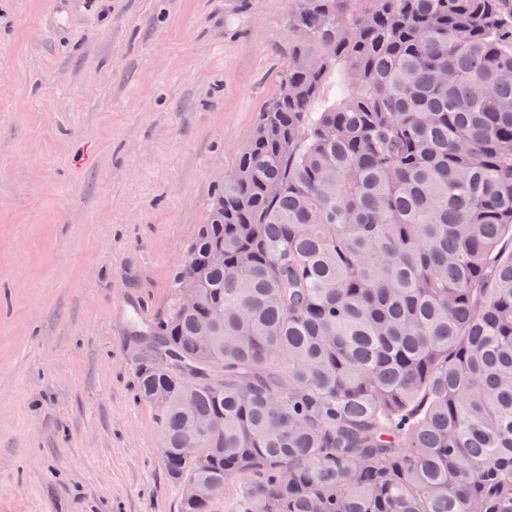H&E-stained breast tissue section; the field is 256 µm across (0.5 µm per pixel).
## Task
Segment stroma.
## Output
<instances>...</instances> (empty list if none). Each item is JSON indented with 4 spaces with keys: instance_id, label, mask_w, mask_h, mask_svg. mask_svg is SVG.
Masks as SVG:
<instances>
[{
    "instance_id": "35a3bbf8",
    "label": "stroma",
    "mask_w": 512,
    "mask_h": 512,
    "mask_svg": "<svg viewBox=\"0 0 512 512\" xmlns=\"http://www.w3.org/2000/svg\"><path fill=\"white\" fill-rule=\"evenodd\" d=\"M292 0H0V512H178L154 322L288 65Z\"/></svg>"
}]
</instances>
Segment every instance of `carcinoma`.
<instances>
[{
	"label": "carcinoma",
	"instance_id": "carcinoma-1",
	"mask_svg": "<svg viewBox=\"0 0 512 512\" xmlns=\"http://www.w3.org/2000/svg\"><path fill=\"white\" fill-rule=\"evenodd\" d=\"M288 34L194 264L131 325L165 474L249 479L233 512H512V0H294Z\"/></svg>",
	"mask_w": 512,
	"mask_h": 512
}]
</instances>
